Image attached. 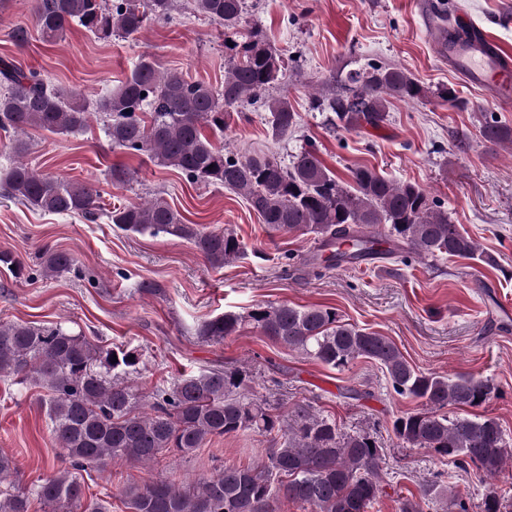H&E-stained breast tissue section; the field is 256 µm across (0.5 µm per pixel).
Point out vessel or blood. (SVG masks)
Listing matches in <instances>:
<instances>
[{
	"instance_id": "b4317fda",
	"label": "vessel or blood",
	"mask_w": 512,
	"mask_h": 512,
	"mask_svg": "<svg viewBox=\"0 0 512 512\" xmlns=\"http://www.w3.org/2000/svg\"><path fill=\"white\" fill-rule=\"evenodd\" d=\"M468 42L446 46L442 23L434 21V45L447 57L448 66L464 82L491 93L499 104L512 103V54L502 51L486 32L471 29Z\"/></svg>"
}]
</instances>
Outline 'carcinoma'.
Listing matches in <instances>:
<instances>
[{
	"label": "carcinoma",
	"mask_w": 512,
	"mask_h": 512,
	"mask_svg": "<svg viewBox=\"0 0 512 512\" xmlns=\"http://www.w3.org/2000/svg\"><path fill=\"white\" fill-rule=\"evenodd\" d=\"M203 16L238 34L248 11L247 0H193ZM176 0H32L31 16L43 41L64 40L74 24L101 40L131 37L150 20H166ZM225 59L224 87L190 81L178 71H163L150 56L140 59L121 85L95 103L49 85L40 73L5 64L0 67V129L13 131L17 161L0 182L3 196L29 208L93 221L101 211L100 194L88 183L43 174L23 161L28 151L20 138L29 128L69 134L88 126L92 115L103 119L112 147L145 154L156 166L174 169L189 181L217 185L246 201L271 232L315 235L331 249L325 261H342L347 249H368L365 234L381 225L393 241L419 257L447 255L479 259L490 266L479 244L448 210L411 182H396L363 166L351 181L336 178L313 149L284 161L272 153L239 158L224 154L203 134L222 132L226 117L245 101L283 79L285 61L257 28L242 43H233ZM406 70L371 63L347 76L340 91L318 101L330 122L346 131L379 127L388 119L390 99L428 97ZM267 124L281 139L299 121L288 96L270 98ZM483 138L512 147V126L499 121L482 125ZM109 223L134 234H165L189 241L212 268L246 256L231 230L205 231L189 224L161 196L129 203L106 213ZM42 273L58 278L75 273L74 258L41 249ZM0 265L15 277L25 267L7 250ZM250 323L273 342L298 350L334 369L357 359L385 369L394 392L419 399L427 407L394 418L396 438L473 466L484 478L495 477L512 462V447L499 422L486 416H449L448 406L476 407L493 392L492 384L470 374L424 372L404 357L388 337L340 321L336 309L323 305L259 304L247 315L229 311L202 321L196 336L221 342ZM141 363L137 349L103 346L62 326L35 327L0 322V377L23 385L36 382L47 392L44 403L52 433L70 467L34 487L0 491V512H30L33 501L49 512H107L100 498L85 496L82 473L109 461L149 463L159 453L190 454L214 438L252 432L271 438L261 461L247 466L226 464L219 473L192 483L164 480L126 490L131 512H280L288 503L312 512H367L381 491V456L370 437L343 433L336 421L307 402L285 414L243 392L246 371L205 369L145 393L132 375ZM147 405L151 413L140 411ZM448 491L425 486L419 500L407 499L400 512H423L422 503Z\"/></svg>",
	"instance_id": "obj_1"
}]
</instances>
